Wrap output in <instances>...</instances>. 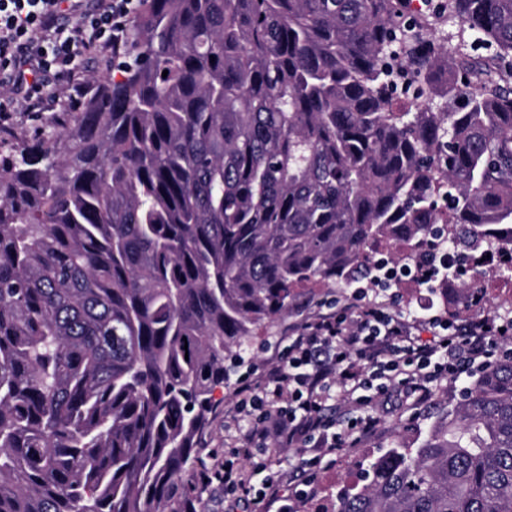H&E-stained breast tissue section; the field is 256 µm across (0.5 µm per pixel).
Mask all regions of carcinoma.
Here are the masks:
<instances>
[{"instance_id":"obj_1","label":"carcinoma","mask_w":512,"mask_h":512,"mask_svg":"<svg viewBox=\"0 0 512 512\" xmlns=\"http://www.w3.org/2000/svg\"><path fill=\"white\" fill-rule=\"evenodd\" d=\"M410 3L143 0L0 162V512H205L225 354L375 253L512 247V0ZM365 479L340 512H512V356Z\"/></svg>"}]
</instances>
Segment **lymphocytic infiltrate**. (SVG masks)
Instances as JSON below:
<instances>
[{
  "label": "lymphocytic infiltrate",
  "mask_w": 512,
  "mask_h": 512,
  "mask_svg": "<svg viewBox=\"0 0 512 512\" xmlns=\"http://www.w3.org/2000/svg\"><path fill=\"white\" fill-rule=\"evenodd\" d=\"M140 7L141 0H0V128L12 129L20 112L77 111L84 88L76 60L105 48L120 51ZM59 87L65 95H56ZM453 266L448 250H424L410 266L379 261L373 282L413 274L432 292L455 287ZM419 320L430 339L413 336ZM511 337L512 319L497 316L457 321L427 310L414 320L376 304L317 316L294 329L287 356L260 384L238 388V409L248 421L240 440L264 453L308 449L314 467L332 463L379 423L368 412L337 426L332 405L370 409L398 391L427 400L439 383L474 377L507 355L504 341ZM205 481L223 486L228 512H247L254 498L295 512V500L314 494L310 488L285 494L274 481L252 491L248 470L233 456L211 465Z\"/></svg>",
  "instance_id": "f902f5d3"
}]
</instances>
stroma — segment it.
<instances>
[{
    "mask_svg": "<svg viewBox=\"0 0 512 512\" xmlns=\"http://www.w3.org/2000/svg\"><path fill=\"white\" fill-rule=\"evenodd\" d=\"M484 299L476 306H466L460 301L459 289L443 293L437 300L442 313L456 319L496 316L503 310L512 308V272L500 268L484 269L480 281ZM355 284H320L302 294L287 313L276 317L259 331L244 360L230 374V379L219 394L200 445L205 455L223 458L225 452L234 446L235 427L232 419L235 414L238 387L245 382L259 383L263 372L276 365L281 352L288 344L290 329L301 320L321 313L340 310L349 302ZM365 300L383 305L388 311L397 313L416 308L423 292L413 278L396 281L390 288L380 289L366 285ZM460 400L457 391L441 383L435 387L431 398L417 402L405 395H398L384 403L378 410L381 417L377 431L361 438L354 446L344 448L336 457L333 466L318 469L315 479V494L298 505V512H337L342 496L361 485L367 463L386 450L402 446L418 447L429 430L444 419L449 410ZM259 451L243 453L239 461L251 471V486L261 489L272 477L291 479L302 470L303 454L295 448H283L267 467H258Z\"/></svg>",
    "mask_w": 512,
    "mask_h": 512,
    "instance_id": "stroma-1",
    "label": "stroma"
}]
</instances>
